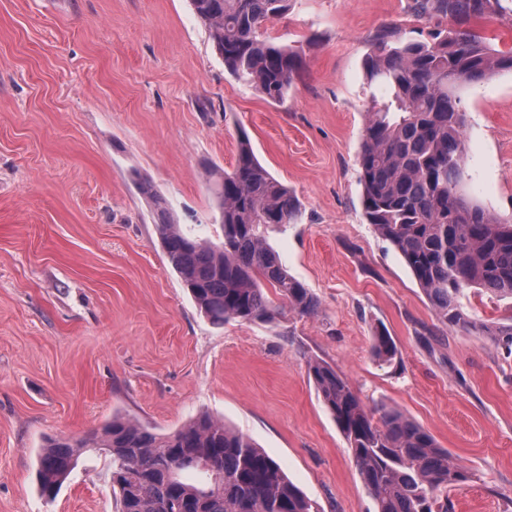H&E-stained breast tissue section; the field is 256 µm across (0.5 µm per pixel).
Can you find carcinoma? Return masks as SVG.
Listing matches in <instances>:
<instances>
[{
  "instance_id": "1",
  "label": "carcinoma",
  "mask_w": 512,
  "mask_h": 512,
  "mask_svg": "<svg viewBox=\"0 0 512 512\" xmlns=\"http://www.w3.org/2000/svg\"><path fill=\"white\" fill-rule=\"evenodd\" d=\"M191 3L224 69L266 99L283 102L304 59L300 49L266 36V25L288 14L290 0ZM411 11L436 21L427 37L383 25L364 59L367 83L384 89L370 95L356 158L364 216L404 259L441 325L478 331L512 356V315L487 324L459 303L468 288L512 300V217L494 216L464 189L466 113L458 95L462 85L512 72V50L495 48L470 26L473 18L503 12L502 0H413ZM209 176L218 243L186 235L150 181L137 180L164 254L200 311L217 326L269 323L283 304L316 314L317 300L288 273L262 231L266 224L295 223L300 203L259 162L245 132L238 134L233 169ZM371 351L382 363L397 356L383 331L372 337ZM308 371L374 512H450L448 491L473 473L398 410L364 405L330 364L312 360ZM87 448L109 456L120 512H320L252 439L207 415L169 433L114 416L85 438L51 439L39 457L44 495H54Z\"/></svg>"
}]
</instances>
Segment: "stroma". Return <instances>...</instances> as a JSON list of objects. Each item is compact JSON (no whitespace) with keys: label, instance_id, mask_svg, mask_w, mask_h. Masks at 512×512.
<instances>
[{"label":"stroma","instance_id":"obj_1","mask_svg":"<svg viewBox=\"0 0 512 512\" xmlns=\"http://www.w3.org/2000/svg\"><path fill=\"white\" fill-rule=\"evenodd\" d=\"M417 27L408 0H293L268 27L302 46L284 103L231 76L190 0H0V512H118L103 454L42 497L49 436L120 415L158 433L203 413L249 436L321 512H372L308 373L320 359L367 406L398 409L474 479L452 512L512 505V356L435 318L367 224L355 158L376 30ZM465 190L512 216V72L459 90ZM301 203L267 242L319 302L269 323L214 326L173 271L149 202L218 241L206 167L232 169L237 132ZM385 327L400 359L377 361Z\"/></svg>","mask_w":512,"mask_h":512}]
</instances>
